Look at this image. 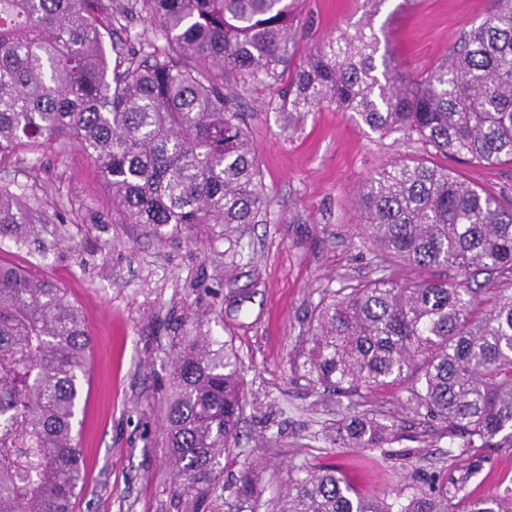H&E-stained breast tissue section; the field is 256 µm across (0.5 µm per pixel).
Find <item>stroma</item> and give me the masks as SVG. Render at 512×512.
<instances>
[{"mask_svg":"<svg viewBox=\"0 0 512 512\" xmlns=\"http://www.w3.org/2000/svg\"><path fill=\"white\" fill-rule=\"evenodd\" d=\"M494 6L385 0L374 19L386 35L380 51L403 74H425ZM364 10L365 0H304L296 61L354 33ZM288 84L238 91L269 199L256 224H203L160 242L139 225L113 223L100 173L71 146L61 157L41 155L37 166L0 171V184L24 194L36 222L35 232L22 227L0 240V261L63 288L95 342L96 380L80 401L87 483L77 512H181L163 443L161 381L173 340L199 332L232 340L246 389L218 512H267L301 464L336 466L362 494L389 501L444 487L474 496L512 487V444L449 454L438 423L414 413L401 387L356 397L395 421L397 440L341 447L343 405L314 389L307 341L325 290L380 274L356 204L370 176L396 160L425 159L506 201L512 165L472 164L378 137L333 105L289 129L280 110Z\"/></svg>","mask_w":512,"mask_h":512,"instance_id":"35a3bbf8","label":"stroma"}]
</instances>
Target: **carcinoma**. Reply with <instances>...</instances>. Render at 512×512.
<instances>
[{"label":"carcinoma","instance_id":"carcinoma-1","mask_svg":"<svg viewBox=\"0 0 512 512\" xmlns=\"http://www.w3.org/2000/svg\"><path fill=\"white\" fill-rule=\"evenodd\" d=\"M368 10L352 35L317 46L288 86V126L327 102L372 132L482 165L512 164V0L438 65L405 77L376 64ZM165 44L127 48L104 0H0V169L73 144L112 194V223L155 239L199 224H253L266 209L248 123L226 78L275 86L294 58L301 0H134ZM118 63H112V59ZM361 225L380 252L444 277L381 273L328 292L310 330L315 386L350 397L403 386L460 454L512 443V203L416 160L362 187ZM31 224L0 185V238ZM92 339L61 288L0 263V512H68L84 485L77 412ZM232 341L174 342L165 448L175 495L213 512L233 460L244 381ZM346 448H382L395 425L350 410ZM270 512H512L507 494H359L330 467H299Z\"/></svg>","mask_w":512,"mask_h":512}]
</instances>
